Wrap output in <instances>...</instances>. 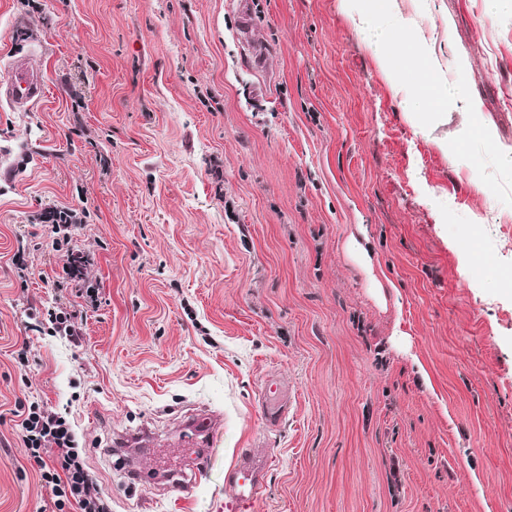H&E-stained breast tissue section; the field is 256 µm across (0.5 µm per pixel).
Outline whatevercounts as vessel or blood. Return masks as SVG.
Returning a JSON list of instances; mask_svg holds the SVG:
<instances>
[{"label": "vessel or blood", "instance_id": "b4317fda", "mask_svg": "<svg viewBox=\"0 0 512 512\" xmlns=\"http://www.w3.org/2000/svg\"><path fill=\"white\" fill-rule=\"evenodd\" d=\"M43 94V79L30 60L25 57L13 59L7 78L0 82V101L10 108L25 110L39 102ZM261 396L267 426L278 427L284 414L280 387L266 383ZM269 466V458L256 449H238L234 464L224 474V485L231 492L230 499L224 504L226 512H249L265 487Z\"/></svg>", "mask_w": 512, "mask_h": 512}]
</instances>
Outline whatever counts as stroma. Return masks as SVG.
<instances>
[{
	"label": "stroma",
	"mask_w": 512,
	"mask_h": 512,
	"mask_svg": "<svg viewBox=\"0 0 512 512\" xmlns=\"http://www.w3.org/2000/svg\"><path fill=\"white\" fill-rule=\"evenodd\" d=\"M399 5L482 128L403 110L360 0H0V81L18 56L45 81L0 106V512H55L17 428L34 396L112 512H225L254 443L251 512H512V0ZM82 198L94 303L39 220ZM473 230L502 279L464 262ZM56 306L79 343L32 331ZM261 396L265 403L263 404V416L266 425L269 428L278 427L284 414L280 387L275 383L268 382L264 385ZM270 457L256 448H240L234 464L224 474V485L231 491L224 507L229 512H245L260 497L266 483Z\"/></svg>",
	"instance_id": "1"
}]
</instances>
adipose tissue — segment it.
Segmentation results:
<instances>
[{"label":"adipose tissue","mask_w":512,"mask_h":512,"mask_svg":"<svg viewBox=\"0 0 512 512\" xmlns=\"http://www.w3.org/2000/svg\"><path fill=\"white\" fill-rule=\"evenodd\" d=\"M359 25L370 34L376 57L388 66L393 82L410 87L426 85V94L404 99L405 111L431 123L448 98L464 99V92L442 77L431 44L422 36L418 23L403 16L397 0H368Z\"/></svg>","instance_id":"ef3b65f1"}]
</instances>
